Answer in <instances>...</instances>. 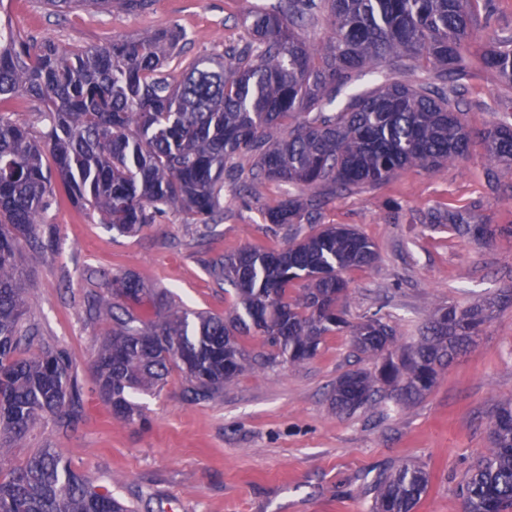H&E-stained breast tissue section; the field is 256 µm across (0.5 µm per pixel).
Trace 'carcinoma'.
<instances>
[{"instance_id": "cac0c4a2", "label": "carcinoma", "mask_w": 512, "mask_h": 512, "mask_svg": "<svg viewBox=\"0 0 512 512\" xmlns=\"http://www.w3.org/2000/svg\"><path fill=\"white\" fill-rule=\"evenodd\" d=\"M492 0H280L248 12L245 35L224 53L190 62L180 78L185 34L162 29L101 46L59 49L21 32L0 36V472L12 442L34 425L73 426L83 388L69 352L42 343L25 355L37 330L27 304L19 245L50 247L55 225L43 215L55 203L54 181L70 201L88 206L121 236L181 213L199 224L224 218V180L244 179L254 195L269 181L301 187L267 209L275 227L315 223L325 199L362 185L378 186L398 170L436 171L481 144L491 161L512 166V123L471 127L463 111L464 61L479 8ZM152 0H46L55 12L144 10ZM330 29L317 46L301 35L319 16ZM399 70L424 63L430 80L389 79L350 94L340 91L381 62ZM482 62L512 87V34L488 43ZM44 104L41 129L15 119L10 103ZM434 229L492 242L512 225L479 224L452 207L426 216ZM374 244L355 227L325 225L295 232L288 245L242 249L211 265L235 290L225 314L198 313L158 299L132 274L108 281L111 299L90 316L112 320L94 362L98 398L131 424H146L140 393L162 390L178 369L194 401H212L247 367L312 359L326 336L346 331L359 359L375 370H352L336 381L331 404L352 412L385 399L414 401L431 390L439 370L474 347L493 310L512 290L465 308H438L418 341L396 349L397 332L373 314L346 317L343 273L368 267ZM300 280L304 288L288 295ZM256 334L271 348L252 353ZM488 453L460 489L463 512H512V404L489 421ZM428 474L403 463L376 479L373 512H412ZM0 512H134L71 471L56 448H44L0 479Z\"/></svg>"}]
</instances>
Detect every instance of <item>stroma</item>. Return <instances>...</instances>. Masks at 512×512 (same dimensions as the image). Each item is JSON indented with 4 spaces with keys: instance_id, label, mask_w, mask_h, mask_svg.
Segmentation results:
<instances>
[{
    "instance_id": "obj_1",
    "label": "stroma",
    "mask_w": 512,
    "mask_h": 512,
    "mask_svg": "<svg viewBox=\"0 0 512 512\" xmlns=\"http://www.w3.org/2000/svg\"><path fill=\"white\" fill-rule=\"evenodd\" d=\"M275 2L154 0L143 12L56 14L42 0H0V20L61 47L178 28L189 39L191 59L222 54L243 36L241 19L252 7ZM506 31H512V0H493L465 57L471 126L508 117L512 88L493 83L482 64L485 44ZM292 190L270 181L247 197L228 181L219 223L205 226L181 214L128 237L58 194L46 216L56 227L53 250L21 246L26 320L71 354L83 415L65 432L50 423L36 426L13 448V465L40 449H58L72 471L134 512H370L376 476L409 461L429 476L414 512H461L457 491L490 446L488 418L512 403L510 304L495 309L475 349L407 404L388 400L335 412L330 397L337 379L358 367L344 333L327 336L317 356L300 365L244 371L214 401H189L180 372L172 371L158 394L138 396L143 426L116 418L97 397L91 365L112 324L91 318L88 307L106 295V276L131 273L192 311L224 313L235 297L211 274V263L244 248L286 245L285 230H271L264 213ZM448 206L488 224L512 225V169L490 170L477 150L446 169H406L322 206L318 223L357 228L378 255L372 267L346 273L350 321L378 314L407 344L435 308L512 289V237L487 244L424 224L430 209Z\"/></svg>"
}]
</instances>
